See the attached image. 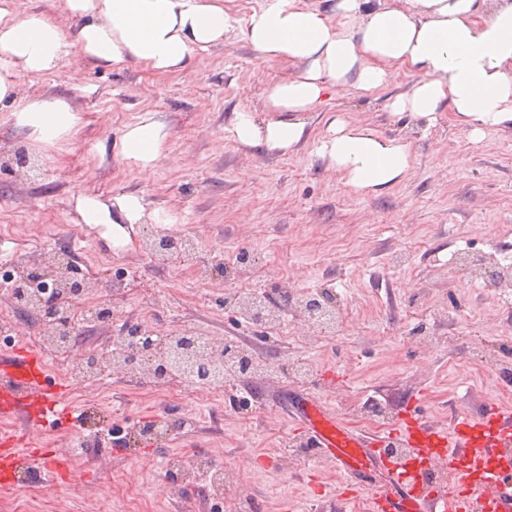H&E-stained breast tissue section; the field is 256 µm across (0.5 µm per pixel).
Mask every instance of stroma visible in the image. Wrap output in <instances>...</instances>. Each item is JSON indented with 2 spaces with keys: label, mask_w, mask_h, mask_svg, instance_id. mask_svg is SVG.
Returning <instances> with one entry per match:
<instances>
[{
  "label": "stroma",
  "mask_w": 512,
  "mask_h": 512,
  "mask_svg": "<svg viewBox=\"0 0 512 512\" xmlns=\"http://www.w3.org/2000/svg\"><path fill=\"white\" fill-rule=\"evenodd\" d=\"M290 73L277 63L258 66L237 33L164 77L75 50L19 93L24 101L54 96L79 112V134L55 147L31 142L12 123V105L0 104V153L22 149L37 164L26 176L0 166V240L34 268L49 251L67 252L77 274L98 285L89 306L102 298L112 305L110 319L82 317L80 350L110 349L130 323L160 334L200 328L221 343L244 337L273 366L245 405L237 378L194 392L115 371L103 384L70 390L71 406L96 404L109 423L104 470L75 462L71 482L35 486L33 512H125L124 486L103 485L108 472L134 481L157 512H222L193 470L166 483L163 465L176 455L232 462L247 476L241 491L255 512H351L344 480L328 462L310 459L286 477L260 465L306 445L276 396L314 394L350 424L375 405L392 424L416 404L440 426L458 410L474 418L494 404L512 412L504 396L512 370L483 365L501 352L512 357V289L490 287L472 264L487 254L512 256V128L476 140L446 110L433 122L392 113L390 101L414 78L403 71L375 94L340 96L309 113L311 138L296 152L240 144L230 132L235 112H262L267 89ZM148 111L169 138L144 180L116 144ZM335 120L405 139L410 172L374 193L344 185L316 153ZM81 193L106 200L136 193L170 221L139 225L133 246L113 251L79 224ZM159 235L195 237L199 251L184 262L152 258L145 244ZM277 285L297 296L334 294L342 311L336 333H319L293 311L267 330L224 304L228 293ZM1 324L11 338L0 352L32 345L40 330L39 318L18 313L7 296H0ZM294 361L309 364L306 381L289 376ZM159 418L193 425L153 447L131 446L127 429Z\"/></svg>",
  "instance_id": "35a3bbf8"
}]
</instances>
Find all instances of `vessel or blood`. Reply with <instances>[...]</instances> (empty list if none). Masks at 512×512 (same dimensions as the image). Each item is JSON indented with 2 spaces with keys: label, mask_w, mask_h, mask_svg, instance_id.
<instances>
[{
  "label": "vessel or blood",
  "mask_w": 512,
  "mask_h": 512,
  "mask_svg": "<svg viewBox=\"0 0 512 512\" xmlns=\"http://www.w3.org/2000/svg\"><path fill=\"white\" fill-rule=\"evenodd\" d=\"M67 394L38 352L17 347L0 355L1 494L14 489L20 474L67 481L68 451H48L42 439L79 426ZM286 415L351 493H366L370 512H512V417L499 407L476 419L456 414L449 428L411 411L384 434L347 426L311 395ZM436 467L448 471L450 485L428 481Z\"/></svg>",
  "instance_id": "1"
}]
</instances>
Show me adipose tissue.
<instances>
[{
    "instance_id": "1",
    "label": "adipose tissue",
    "mask_w": 512,
    "mask_h": 512,
    "mask_svg": "<svg viewBox=\"0 0 512 512\" xmlns=\"http://www.w3.org/2000/svg\"><path fill=\"white\" fill-rule=\"evenodd\" d=\"M63 8L74 21L68 29L0 0V102L14 103L15 125L44 146L75 137L79 117L58 98L19 101L20 87L57 68L72 50L99 64L134 61L166 75L223 43L235 28L224 0H63ZM481 8L480 0H335L328 10L303 0H261L240 29L242 37L260 63L295 71L269 87L266 118L247 110L236 114L237 140L251 148L294 151L310 135L307 113L340 95L378 90L400 69L420 75L392 100L393 113L432 121L448 108L476 139L512 127V0H497L486 14ZM167 139L164 124L147 114L126 127L117 149L145 177ZM316 152L362 193L394 185L413 162L403 139L339 120ZM75 210L80 223L111 227L116 246L127 239L124 225L169 221L135 194L109 202L81 195Z\"/></svg>"
}]
</instances>
